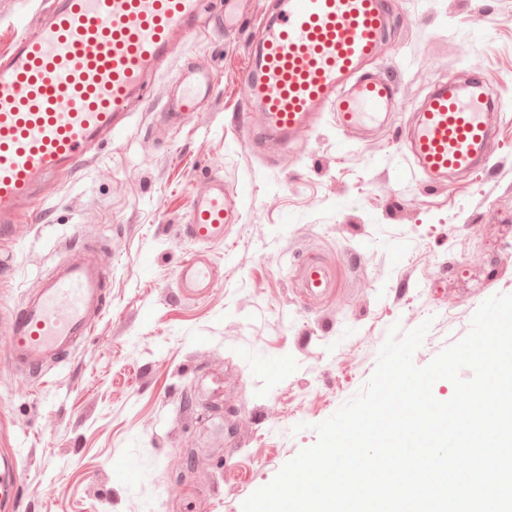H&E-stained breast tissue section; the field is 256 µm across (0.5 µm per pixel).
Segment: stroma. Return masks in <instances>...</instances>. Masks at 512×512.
<instances>
[{"instance_id":"obj_1","label":"stroma","mask_w":512,"mask_h":512,"mask_svg":"<svg viewBox=\"0 0 512 512\" xmlns=\"http://www.w3.org/2000/svg\"><path fill=\"white\" fill-rule=\"evenodd\" d=\"M268 0H254L235 33L210 29L177 51L217 75L208 105L179 132L163 126L160 81L97 160L64 177L35 224L16 229L0 309L58 258L75 234L109 249L106 307L64 367L27 380L0 373V453L17 457L22 512H242L286 462L372 376L392 325L431 327L413 356L423 366L470 329L478 307L512 294V111L485 170L428 186L391 129L343 144L323 119L303 148L252 152L231 126ZM385 56L402 80L397 119L427 92V58L466 77L471 54L512 104V0H398ZM37 5L0 0V54ZM223 176L243 219L224 241L178 234L207 175ZM495 248L469 269L455 239ZM205 252L220 280L200 297L176 287L180 264ZM331 265L336 288L310 296L299 268ZM464 308H457L459 295ZM192 397V419L180 404ZM185 465L176 478L170 464Z\"/></svg>"}]
</instances>
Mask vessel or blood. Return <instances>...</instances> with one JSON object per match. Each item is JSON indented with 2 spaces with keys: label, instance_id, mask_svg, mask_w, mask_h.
Masks as SVG:
<instances>
[{
  "label": "vessel or blood",
  "instance_id": "1",
  "mask_svg": "<svg viewBox=\"0 0 512 512\" xmlns=\"http://www.w3.org/2000/svg\"><path fill=\"white\" fill-rule=\"evenodd\" d=\"M397 0H279L262 24L243 77L245 112L232 122L246 145L270 155L305 144L322 116L334 114L344 139H365L390 123L401 82L383 47ZM245 0H224L206 13L203 0H51L35 33L19 36L0 58V269L9 270L16 225L34 221L37 206L98 146L126 128L167 60L210 27L245 18ZM169 129H181L213 90L197 64L172 78ZM506 107L480 71L465 82L440 77L410 118L405 154L432 185L487 168L486 151ZM242 220L238 195L212 176L193 197L181 236L223 241ZM110 266L102 251L73 237L56 266L25 301L0 320L9 352L0 369L35 375L89 336L105 309ZM311 294L334 287L320 263L300 270ZM215 284L202 255L184 261L182 295ZM22 485L12 458L0 459V512H18Z\"/></svg>",
  "mask_w": 512,
  "mask_h": 512
}]
</instances>
